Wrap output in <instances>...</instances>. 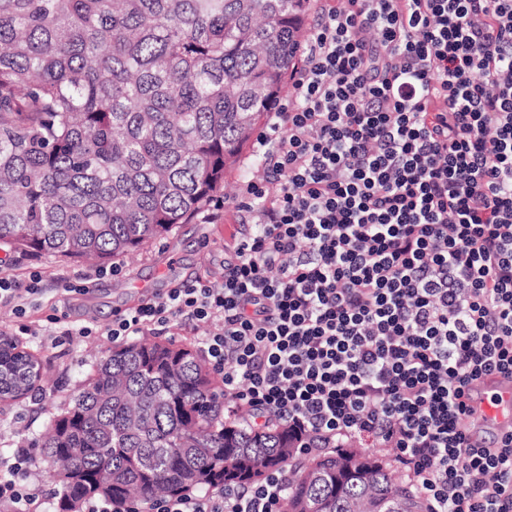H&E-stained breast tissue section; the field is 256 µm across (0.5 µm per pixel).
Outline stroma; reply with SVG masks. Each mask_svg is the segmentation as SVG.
Segmentation results:
<instances>
[{
  "label": "stroma",
  "instance_id": "stroma-1",
  "mask_svg": "<svg viewBox=\"0 0 512 512\" xmlns=\"http://www.w3.org/2000/svg\"><path fill=\"white\" fill-rule=\"evenodd\" d=\"M245 148L235 166L224 173V185L204 208L211 223L194 216L177 225L165 238L153 241L134 257L114 260V272L101 273L94 264H73L45 256L10 255L6 275L29 283L40 272V291L32 295L25 322L30 333L24 341L41 351L51 369V383L44 393L26 398L0 413V470L8 469L14 448L31 447L44 431L47 411L62 407L91 368L102 358L112 340L103 333L115 314L164 297L170 288L198 277L224 278V243L240 228L243 214L239 191L244 181L261 176ZM83 287L80 295L70 286ZM65 317L73 325L93 324L98 336L67 338L54 335L53 318Z\"/></svg>",
  "mask_w": 512,
  "mask_h": 512
}]
</instances>
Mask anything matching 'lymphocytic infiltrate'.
I'll return each instance as SVG.
<instances>
[{"mask_svg":"<svg viewBox=\"0 0 512 512\" xmlns=\"http://www.w3.org/2000/svg\"><path fill=\"white\" fill-rule=\"evenodd\" d=\"M256 139L221 283L113 319L207 326L224 395L307 450L391 448L429 512H512V434L477 447L463 396L512 376V0H320ZM20 448L0 512L40 489ZM286 474L143 512H277Z\"/></svg>","mask_w":512,"mask_h":512,"instance_id":"obj_1","label":"lymphocytic infiltrate"}]
</instances>
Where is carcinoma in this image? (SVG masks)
I'll list each match as a JSON object with an SVG mask.
<instances>
[{
	"instance_id": "carcinoma-1",
	"label": "carcinoma",
	"mask_w": 512,
	"mask_h": 512,
	"mask_svg": "<svg viewBox=\"0 0 512 512\" xmlns=\"http://www.w3.org/2000/svg\"><path fill=\"white\" fill-rule=\"evenodd\" d=\"M310 0H0V245L106 264L167 236L224 184L297 60ZM0 333V404L47 386ZM56 512L288 471L284 512H428L372 455L301 458L276 417L224 414L191 345L105 351L36 443Z\"/></svg>"
}]
</instances>
